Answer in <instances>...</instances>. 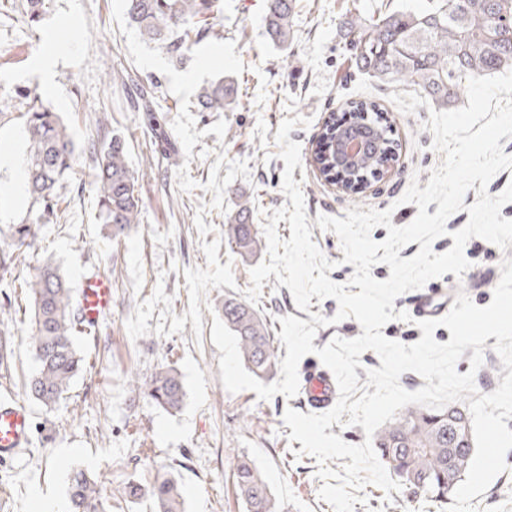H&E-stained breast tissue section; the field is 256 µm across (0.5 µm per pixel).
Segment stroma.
I'll list each match as a JSON object with an SVG mask.
<instances>
[{"instance_id":"1","label":"stroma","mask_w":512,"mask_h":512,"mask_svg":"<svg viewBox=\"0 0 512 512\" xmlns=\"http://www.w3.org/2000/svg\"><path fill=\"white\" fill-rule=\"evenodd\" d=\"M265 0H224L222 15L215 21L218 38L235 42L244 63L235 76L238 98L233 111L219 114L190 106L197 129L204 135L192 152L175 145V162L160 161L154 172L140 178L143 201L140 223L121 240L112 239L98 218L95 163L86 159L63 179L55 194L66 210L56 222L45 215L35 225L36 237L18 266L0 270V337L7 338L10 358L0 366V394L14 397L33 417V437L21 456L0 461V512H32L35 499L52 500L62 512H71L67 493L70 468L87 469L106 486V512H153L150 500L122 497L120 489L134 482L144 486L166 475L177 480L186 512H245L233 489V471L241 456L250 457L263 472L273 493L287 512H332L321 501L315 457H295L300 442H289L290 427L283 422L286 409L305 411L303 395L269 400L255 392L232 394L221 381L220 352L211 339L213 310L227 295L242 296L251 285L250 270L262 262L267 250L259 248L250 260L235 256L223 243L228 215L236 214L240 201L259 196L263 206L254 215L257 224L269 223L273 212L289 199L281 189L285 168L274 138L286 118L309 117L311 123L289 134L301 147V166L294 169L305 198L306 215L313 227L312 240L336 267L329 277L347 282L355 271L344 263L336 234L320 230L318 215L344 217L353 207L392 209L391 222L409 224L418 208L402 203L411 181L427 185L431 172L444 160L432 147L426 129V106L411 114L402 112L390 99L391 89L352 67L340 33L350 16L367 13L370 0H297L294 38L288 47L273 44L265 33ZM56 48L60 54L50 79L37 68L38 57ZM160 71L135 66L125 36L113 17L112 0H48L37 25H30L26 0H0V98L9 105L0 112V149L11 151L14 161L0 165V229L30 222L34 209L27 191L25 101L17 91L38 93L69 127L78 148H86L97 118L107 117L112 133L126 137L128 163L142 168L148 137L142 113L129 103L142 86H155L168 111L164 130L176 117L172 105L179 99L168 89ZM374 102L386 109L398 150L396 159L381 180L358 194H346L322 180L310 163L314 139L330 113L341 112L347 103ZM227 124L224 139L210 134L218 120ZM247 161L249 178H236L225 190L227 212L212 209L213 192L205 191L210 169L218 156ZM188 160V173L196 189L183 192L177 186V163ZM208 205L197 216L200 205ZM212 231L199 235L196 218ZM220 241V263H232L235 285L209 290L210 306L203 312V331L192 324L182 332L154 334L157 316L148 322L149 334L131 339L126 321L138 303L163 285L170 303H157L158 311L171 309L183 315L189 308L185 269L206 267L202 242ZM470 268L463 277L445 274L443 280L463 290L477 306H487L501 276L504 258H512V245L502 249L480 241L464 250ZM49 258L78 285L83 268L94 267L112 281V310L90 335L78 338L88 370L78 377L67 399L47 409L31 399L26 385L37 370L31 337V312L17 283L38 261ZM280 333V319L291 315L308 320L310 314L335 316L338 303L328 298L311 303L308 311L297 309L288 287L276 278L264 282L256 306ZM168 364L181 374L185 386L182 408L166 412L149 402L131 383L147 378L158 365ZM507 469L486 492L474 498L476 512H512V450L505 457ZM365 504L354 512H444L439 503L403 489L393 495L374 485L362 491Z\"/></svg>"}]
</instances>
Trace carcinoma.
Segmentation results:
<instances>
[{
  "label": "carcinoma",
  "mask_w": 512,
  "mask_h": 512,
  "mask_svg": "<svg viewBox=\"0 0 512 512\" xmlns=\"http://www.w3.org/2000/svg\"><path fill=\"white\" fill-rule=\"evenodd\" d=\"M296 0H266V33L283 48L293 39ZM218 10V0H128L125 16L137 27L143 40L181 60L192 45L213 33L200 17ZM356 69L382 83L410 86L432 104L455 105L469 76H490L512 70V0H428L419 11H407L391 2L370 5L369 15H355L343 24ZM27 99V185L34 202L44 205L55 219L62 218L55 187L82 163L79 150L58 113L43 105L39 94ZM233 82L219 79L202 89L197 100L204 112H226L236 103ZM142 111L151 130L163 131L159 112L142 97ZM351 123L369 122L385 134L383 152L396 154L390 138L391 125L374 102H351L346 109ZM336 118L323 125L326 138L312 149L311 160L327 180L336 179V166L326 156V147ZM90 149L96 159V182L103 222L115 238L125 236L139 223L142 200L139 174L128 164L126 139L106 131L99 123ZM254 207L246 201L224 225V239L243 258L252 256L260 243V227L249 223ZM31 228L3 234L10 239L0 251V268L9 269L24 249ZM32 311L31 336L35 344L38 371L28 384L29 394L52 408L65 398L74 380L86 370L85 358L76 350L80 320L74 306V289L60 267L46 260L34 267L23 281ZM224 324L239 339L241 359L257 376L270 378L277 369L278 350L269 324L254 308L236 298L224 299ZM150 401L166 411L181 407L185 388L179 373L160 366L150 378L135 379ZM383 465L403 486L437 501L448 499L474 456L475 442L471 414L465 403L442 410L424 406L408 407L380 428L373 437ZM235 486L246 512H286L271 491L261 471L247 457L235 469ZM71 512H104L107 489L87 471L73 469L68 486ZM123 494L129 499L151 498L156 512H184L178 485L161 478L148 486L128 483Z\"/></svg>",
  "instance_id": "cac0c4a2"
}]
</instances>
